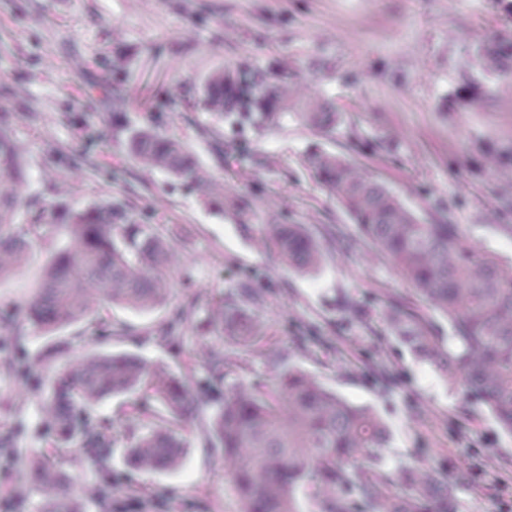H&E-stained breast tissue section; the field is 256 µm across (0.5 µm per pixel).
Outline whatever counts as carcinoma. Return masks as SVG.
Returning <instances> with one entry per match:
<instances>
[{
	"instance_id": "obj_1",
	"label": "carcinoma",
	"mask_w": 512,
	"mask_h": 512,
	"mask_svg": "<svg viewBox=\"0 0 512 512\" xmlns=\"http://www.w3.org/2000/svg\"><path fill=\"white\" fill-rule=\"evenodd\" d=\"M489 68L512 77V40L483 50ZM208 112L236 113L264 123L281 109L275 86L247 81L218 70L205 82ZM301 116L311 126L335 122L328 101L312 102ZM128 148L141 165L164 171L195 186L204 185L187 149L150 129L134 130ZM308 164L352 216L360 233L388 255L433 308L448 316L454 344L444 350L409 319L394 318L401 336L422 357L447 372L464 394L473 395L512 434V267L467 242L456 224H423L380 181L363 174L345 158L314 153ZM0 177L11 188L0 191V273L22 267L41 242L45 228L66 227L69 243L42 268L25 310V321L44 331L85 322L98 341L133 335L127 327L100 324L89 317L95 299L149 310L167 300V273L174 265L171 245L150 224L129 220L119 204L83 211L39 208L27 224H15L22 170L15 146L0 137ZM263 245L289 269L305 274L318 268L322 250L302 224H267ZM253 295L243 281L213 316H198L188 297L169 310L156 333L179 350L182 329L206 338L213 334L238 345L257 339L248 308ZM35 367L55 368L41 400L45 426L58 447L77 443L97 469L96 495L101 512H112L111 425H93L85 406L133 393L138 420L154 427L129 429L126 463L135 471H168L185 455L181 421L195 411L215 409L201 438L218 448L231 466L242 512H296V490L306 485L319 498L321 512H456L453 488L418 470L404 471L407 493L383 495L374 473L347 466L359 454L379 463L388 444L382 421L368 409L341 399L306 372L276 371L270 384L230 386L231 365L224 347L208 351L205 376L193 382L184 373L152 368L129 354L71 357V341L56 337L33 357ZM42 497L41 512H83L76 487L40 461L23 476Z\"/></svg>"
}]
</instances>
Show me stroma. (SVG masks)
Returning <instances> with one entry per match:
<instances>
[{
  "instance_id": "stroma-1",
  "label": "stroma",
  "mask_w": 512,
  "mask_h": 512,
  "mask_svg": "<svg viewBox=\"0 0 512 512\" xmlns=\"http://www.w3.org/2000/svg\"><path fill=\"white\" fill-rule=\"evenodd\" d=\"M512 37V0H0V132L25 163L23 200L67 210L122 204L178 253L170 299L191 296L209 316L230 288L251 280L259 337L235 347L236 385L274 367L315 376L387 426L379 469L385 493L402 491L411 467L455 489L457 512H512V435L463 396L398 335L412 314L447 345L448 319L430 307L392 260L363 238L315 176L311 151L334 152L393 191L429 224L461 225L470 240L512 264V78L490 71L482 47ZM258 71L284 93L262 124L203 111L213 71ZM330 101L326 129L300 117L310 98ZM153 128L192 154L207 190L131 157L130 130ZM306 225L321 245L319 269L300 274L260 242L263 224ZM51 228L19 273L0 279V512H40L19 482L32 457L64 473L98 512L96 469L76 447H55L44 427L41 374L14 377L53 333L26 325L23 306L52 253ZM96 315L130 327L131 339L97 342L64 328L72 351L128 353L174 371L201 370L218 338L184 331L172 353L155 328L167 306L140 311L102 303ZM128 395L88 409L112 425L117 512H241L220 451L200 445L208 411L182 426L188 448L173 471L134 473L125 463ZM141 488L125 505L124 482Z\"/></svg>"
}]
</instances>
